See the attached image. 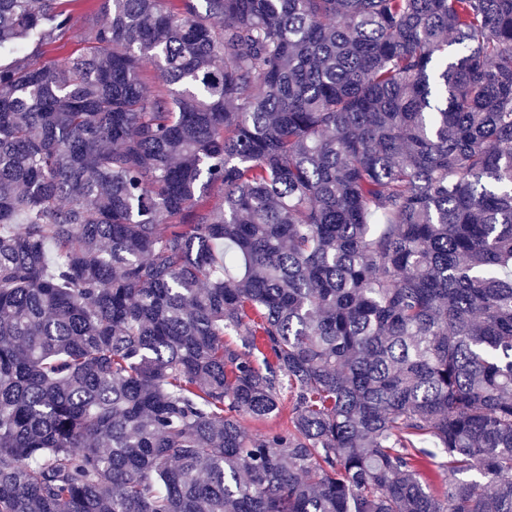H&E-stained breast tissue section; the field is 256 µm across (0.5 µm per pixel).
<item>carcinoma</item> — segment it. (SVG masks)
Returning a JSON list of instances; mask_svg holds the SVG:
<instances>
[{
    "mask_svg": "<svg viewBox=\"0 0 512 512\" xmlns=\"http://www.w3.org/2000/svg\"><path fill=\"white\" fill-rule=\"evenodd\" d=\"M99 10L0 64V512H512V0ZM64 5L73 15L71 27L58 33L55 41L44 48L43 54L31 58V62L43 65L62 61L84 45L83 39L93 25L103 21L96 13L98 2L66 1ZM283 405L285 411L279 417L265 419V420H254L250 417H244L242 424L250 435L264 434L273 429L284 428L288 422V392H284L282 396Z\"/></svg>",
    "mask_w": 512,
    "mask_h": 512,
    "instance_id": "cac0c4a2",
    "label": "carcinoma"
}]
</instances>
